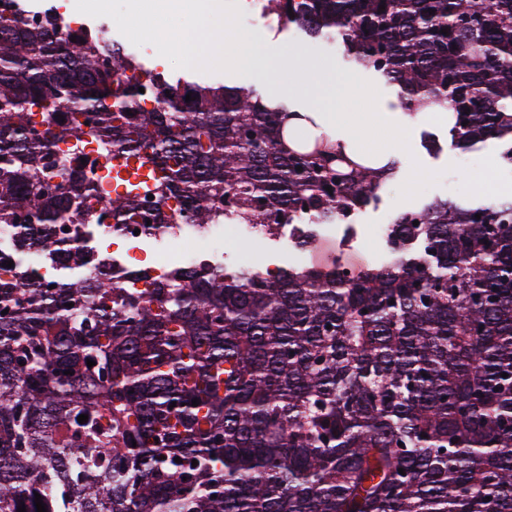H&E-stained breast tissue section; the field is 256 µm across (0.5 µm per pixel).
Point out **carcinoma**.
Wrapping results in <instances>:
<instances>
[{"label":"carcinoma","instance_id":"1","mask_svg":"<svg viewBox=\"0 0 512 512\" xmlns=\"http://www.w3.org/2000/svg\"><path fill=\"white\" fill-rule=\"evenodd\" d=\"M261 5L413 115L452 113L457 147L512 142V0ZM296 115L51 9L0 14V512L37 493L47 512H512V196L401 209L389 258L357 269L155 276L93 244L104 204L115 224L275 237L396 174Z\"/></svg>","mask_w":512,"mask_h":512}]
</instances>
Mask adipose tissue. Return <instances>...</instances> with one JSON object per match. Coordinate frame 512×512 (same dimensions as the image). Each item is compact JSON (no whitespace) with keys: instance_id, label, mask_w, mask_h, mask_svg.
<instances>
[{"instance_id":"1","label":"adipose tissue","mask_w":512,"mask_h":512,"mask_svg":"<svg viewBox=\"0 0 512 512\" xmlns=\"http://www.w3.org/2000/svg\"><path fill=\"white\" fill-rule=\"evenodd\" d=\"M182 7L183 0H142L141 4L136 5L128 23L129 32L135 37L158 34L171 47L184 49L186 38L182 31L168 29L158 33L151 25L153 16L174 14ZM288 70L296 76L292 90L308 99L307 112L316 115L321 128L331 130L336 139L363 146L372 145L374 154L381 157L387 154L383 147L387 140L399 142L403 149H410L411 143L405 138L409 116L393 108L389 100L371 94L365 100L364 111L335 112L321 103L322 91L328 80L323 67L292 58L288 61Z\"/></svg>"}]
</instances>
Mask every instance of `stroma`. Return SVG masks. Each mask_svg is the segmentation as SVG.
<instances>
[{"instance_id":"stroma-1","label":"stroma","mask_w":512,"mask_h":512,"mask_svg":"<svg viewBox=\"0 0 512 512\" xmlns=\"http://www.w3.org/2000/svg\"><path fill=\"white\" fill-rule=\"evenodd\" d=\"M248 12L258 16L255 27L251 29L239 22L241 15ZM218 20L231 22L237 34L253 41L257 53L264 60L263 66L229 67L221 62L212 64L206 61L195 66L187 52H181L165 59L166 68L186 72L196 67L208 75L254 87L263 95L291 100L295 94L288 89V58L295 54L327 70L329 81L322 102L333 110L363 111L364 95L368 92L388 100L395 97L394 88L377 80L371 73L345 66L340 49L306 38L295 25L278 24L276 19L260 13L253 0H221L218 15L190 8L181 10L172 18L155 19L154 24L160 28L172 25L183 30L189 37V50H193L204 47L210 25ZM408 137L413 148L399 152L398 176L384 182L377 190V201L361 209L353 235L345 236L340 228L334 231L333 259L345 262L349 257L360 256L372 262L382 260L387 244L384 238L377 236V227L389 223L400 209L419 207L436 197L471 193L468 174L488 169L492 171L495 183L504 187L512 185V166L501 159L504 146L500 141L491 139L473 150H461L452 143L447 126L422 114L414 119ZM300 254L301 249L291 236L275 240L256 236L249 251L242 256L238 255L236 244L227 245L224 263L231 269L243 263L261 270L297 267L301 264Z\"/></svg>"}]
</instances>
